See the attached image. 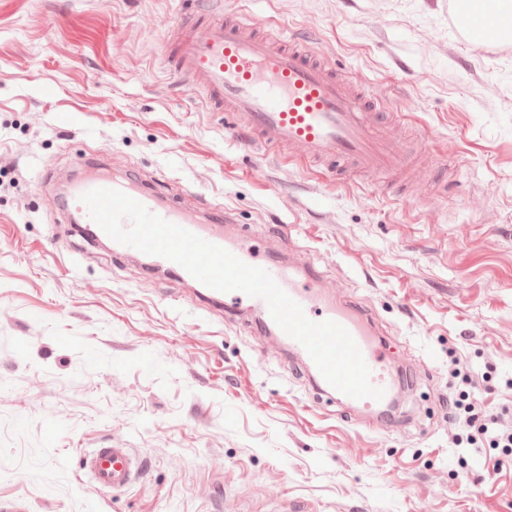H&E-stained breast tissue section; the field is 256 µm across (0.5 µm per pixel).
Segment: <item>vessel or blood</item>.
Returning a JSON list of instances; mask_svg holds the SVG:
<instances>
[{
  "instance_id": "b4317fda",
  "label": "vessel or blood",
  "mask_w": 512,
  "mask_h": 512,
  "mask_svg": "<svg viewBox=\"0 0 512 512\" xmlns=\"http://www.w3.org/2000/svg\"><path fill=\"white\" fill-rule=\"evenodd\" d=\"M448 2L452 20L463 34L480 26L475 0ZM312 41L309 35L287 40L271 35L264 24L228 11L205 21L185 19L171 26L166 61L184 87L205 95L212 111L232 117L233 133L286 151L288 159L330 172L340 162L377 172L406 165L409 156L401 150L392 127L378 118L384 102L363 94L359 81L340 75L334 62L313 50ZM81 167L84 176L70 184L61 200L71 223H90L81 201L87 191L123 192L153 214L266 270L310 320L343 326L358 345L372 384L393 390L389 359L384 347L372 339L367 319L326 299L316 271L299 279L287 276L261 243L249 238L230 241L222 230L233 221L230 213L216 215L212 228L206 229L201 216L164 204L138 183L115 180L97 164L85 161ZM212 297L230 311H268L262 299L240 291L216 290ZM82 468L98 488L120 491L141 473L143 463L128 448H95L83 456Z\"/></svg>"
}]
</instances>
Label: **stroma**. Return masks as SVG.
Wrapping results in <instances>:
<instances>
[{
    "label": "stroma",
    "mask_w": 512,
    "mask_h": 512,
    "mask_svg": "<svg viewBox=\"0 0 512 512\" xmlns=\"http://www.w3.org/2000/svg\"><path fill=\"white\" fill-rule=\"evenodd\" d=\"M390 103L414 172L278 160L165 62L188 0H0V500L27 512H512V450L453 442L467 395L512 426V45L478 49L448 0H227ZM94 156L232 235H285L338 303L371 312L391 419L318 395L287 344L202 286L73 228L50 197ZM470 374L462 384L460 374ZM147 468L100 491L93 448Z\"/></svg>",
    "instance_id": "1"
}]
</instances>
